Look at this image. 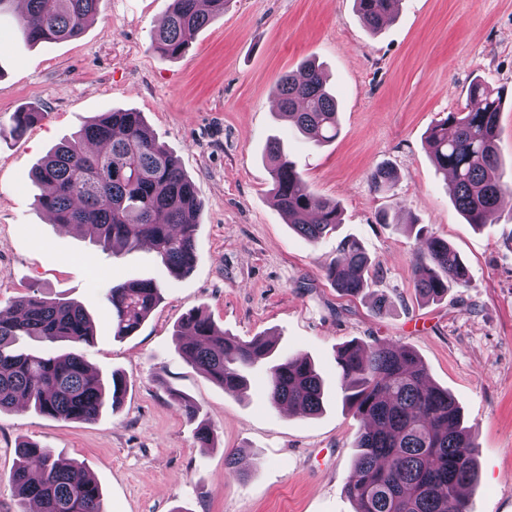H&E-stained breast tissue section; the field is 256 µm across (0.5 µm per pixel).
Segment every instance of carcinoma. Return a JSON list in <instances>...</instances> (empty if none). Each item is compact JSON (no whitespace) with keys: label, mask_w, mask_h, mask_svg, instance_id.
<instances>
[{"label":"carcinoma","mask_w":512,"mask_h":512,"mask_svg":"<svg viewBox=\"0 0 512 512\" xmlns=\"http://www.w3.org/2000/svg\"><path fill=\"white\" fill-rule=\"evenodd\" d=\"M100 0H26L21 18L28 42L78 36ZM400 0H354L356 11L373 32L392 21ZM228 0H171L163 26L151 47L164 59L181 56L188 37L224 13ZM277 95L282 115L315 145L336 139V98L326 89L319 66L303 63L281 77ZM470 107L450 112L429 129L427 144L437 170L452 175L455 208L479 226L488 222L512 184L500 175L497 140L502 95L481 82L469 90ZM272 193L302 238L316 243L341 224L337 202L317 195L277 141L267 146ZM399 176L387 164L370 174L374 191H394ZM40 206L56 224H77L104 252L119 245L133 250L147 241L169 275L186 276L197 261L195 230L201 209L192 181L177 159L159 143L142 114L103 112L77 135L51 150L38 164ZM373 261L355 240L336 246V260L325 270L337 291L358 295L372 287ZM414 288L436 300L451 287L469 285L468 267L446 240L426 235L414 257ZM161 299L151 280L112 286L106 300L116 336L134 334ZM22 336L45 342L69 341L73 350L24 352L14 348ZM94 336L84 308L36 294L0 307V410L22 401L44 416L92 422L106 403L117 406L127 391L125 378L105 380L78 352ZM178 353L226 392L247 387L244 371L272 351L262 337L241 340L218 331L209 318L192 313L176 331ZM343 402L367 422L355 447L359 454L345 484L355 512H466L460 489L476 476L477 445L462 424L460 408L448 390L424 383L425 368L409 348L387 343L348 342L336 351ZM271 406L314 414L321 409L324 382L311 361L288 357L269 368ZM190 421H199L201 447L211 445V425L199 419L200 407L179 397ZM23 502L41 504V512H103L100 488L84 469L61 464L37 445L18 448L9 476Z\"/></svg>","instance_id":"carcinoma-1"}]
</instances>
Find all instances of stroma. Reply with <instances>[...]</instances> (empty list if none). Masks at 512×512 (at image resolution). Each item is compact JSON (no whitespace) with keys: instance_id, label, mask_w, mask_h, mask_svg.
I'll return each instance as SVG.
<instances>
[{"instance_id":"35a3bbf8","label":"stroma","mask_w":512,"mask_h":512,"mask_svg":"<svg viewBox=\"0 0 512 512\" xmlns=\"http://www.w3.org/2000/svg\"><path fill=\"white\" fill-rule=\"evenodd\" d=\"M169 4L101 0L80 35L37 44L23 40L19 13L0 15V125L29 106L45 114L22 138L0 141V306L33 293L80 304L94 329L85 361L127 381L118 408L90 423L0 411V512H20L8 475L24 443L84 467L104 512H355L344 487L361 423L342 402L336 367L337 348L351 341L415 351L478 446L468 512H512V204L468 224L426 142L432 124L467 108L473 82L503 91L498 147L512 179V0H402L376 33L354 0H229L173 60L151 48ZM307 60L338 99L339 134L320 147L280 117L276 97L280 77ZM116 109L142 113L202 204L197 262L181 279L148 249L110 254L64 233L36 202L40 159ZM274 137L315 192L339 204L336 235L312 243L289 227L264 158ZM382 163L400 175L385 196L370 183ZM383 209L391 223H378ZM410 220L454 246L470 287L418 297ZM343 237L373 260V291L347 297L326 280ZM137 278L154 279L161 299L136 333L114 336L106 292ZM377 293L388 299L380 313ZM196 310L226 335L271 340L245 390L224 391L179 355L174 332ZM292 356L310 358L325 381L319 414L267 402L268 367ZM179 394L200 405L213 447L199 446Z\"/></svg>"}]
</instances>
